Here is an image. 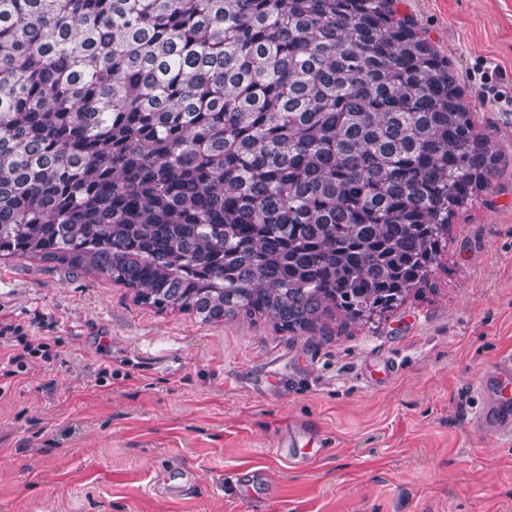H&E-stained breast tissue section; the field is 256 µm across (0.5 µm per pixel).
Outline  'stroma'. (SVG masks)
Listing matches in <instances>:
<instances>
[{"instance_id": "1", "label": "stroma", "mask_w": 512, "mask_h": 512, "mask_svg": "<svg viewBox=\"0 0 512 512\" xmlns=\"http://www.w3.org/2000/svg\"><path fill=\"white\" fill-rule=\"evenodd\" d=\"M501 160L426 288L351 333L205 323L50 263L0 259V320L49 344L0 390V512H512V443L472 383L512 355V0H398ZM108 373H100V366ZM312 441L289 461V426ZM474 424L477 429L491 432L492 437L497 440H512V423L499 420L494 414L487 416L486 413H480Z\"/></svg>"}]
</instances>
